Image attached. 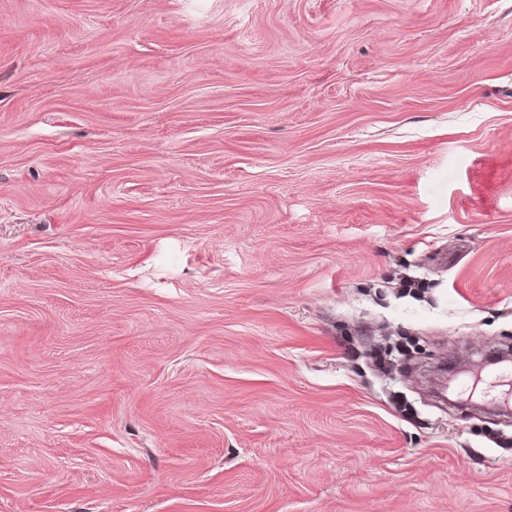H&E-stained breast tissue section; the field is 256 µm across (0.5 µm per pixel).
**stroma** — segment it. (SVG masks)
Listing matches in <instances>:
<instances>
[{
	"mask_svg": "<svg viewBox=\"0 0 512 512\" xmlns=\"http://www.w3.org/2000/svg\"><path fill=\"white\" fill-rule=\"evenodd\" d=\"M512 0H0V512H512Z\"/></svg>",
	"mask_w": 512,
	"mask_h": 512,
	"instance_id": "1",
	"label": "stroma"
}]
</instances>
